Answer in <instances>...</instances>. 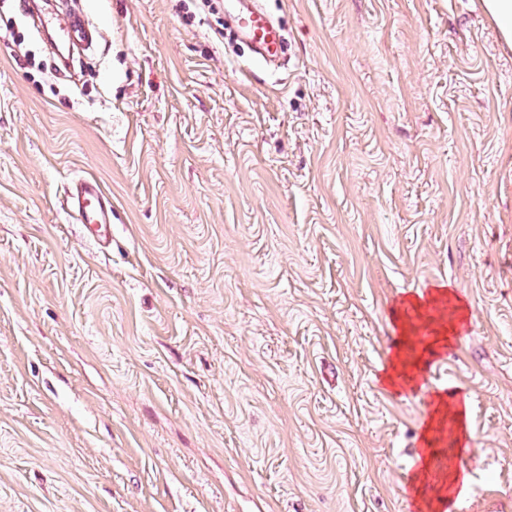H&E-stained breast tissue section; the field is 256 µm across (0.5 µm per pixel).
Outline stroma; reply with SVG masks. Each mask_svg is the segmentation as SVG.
I'll use <instances>...</instances> for the list:
<instances>
[{
    "label": "stroma",
    "mask_w": 512,
    "mask_h": 512,
    "mask_svg": "<svg viewBox=\"0 0 512 512\" xmlns=\"http://www.w3.org/2000/svg\"><path fill=\"white\" fill-rule=\"evenodd\" d=\"M60 72L0 0V512H512V43L481 0H74ZM93 176L112 247L60 207ZM468 308L432 391L382 381L391 306ZM241 0H225V9L232 15L237 36L255 48L264 60H273L284 50L280 28L262 8H241Z\"/></svg>",
    "instance_id": "35a3bbf8"
}]
</instances>
